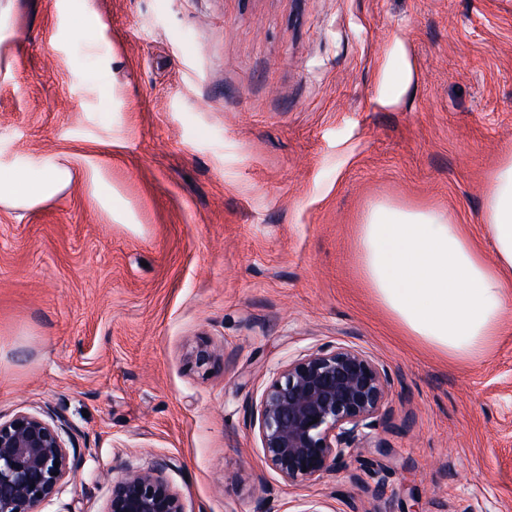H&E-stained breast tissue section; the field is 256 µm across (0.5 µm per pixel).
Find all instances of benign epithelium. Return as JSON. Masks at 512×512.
Returning a JSON list of instances; mask_svg holds the SVG:
<instances>
[{
	"label": "benign epithelium",
	"instance_id": "7a95c632",
	"mask_svg": "<svg viewBox=\"0 0 512 512\" xmlns=\"http://www.w3.org/2000/svg\"><path fill=\"white\" fill-rule=\"evenodd\" d=\"M388 389L363 352L338 346L291 360L273 373L256 410L266 461L284 480H313L368 441ZM55 420L20 413L0 422V512H39L77 478V448ZM167 464L125 468L112 479L106 512H184Z\"/></svg>",
	"mask_w": 512,
	"mask_h": 512
}]
</instances>
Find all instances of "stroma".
I'll return each mask as SVG.
<instances>
[{
  "mask_svg": "<svg viewBox=\"0 0 512 512\" xmlns=\"http://www.w3.org/2000/svg\"><path fill=\"white\" fill-rule=\"evenodd\" d=\"M0 151L100 160L0 208V420H64L78 476L41 512H106L167 463L184 512H512V309L480 356L401 336L357 226L444 212L494 260L489 175L512 154V0H15ZM414 77L380 105L389 51ZM207 343L208 371L190 354ZM346 345L386 372L366 448L285 482L252 425L274 372Z\"/></svg>",
  "mask_w": 512,
  "mask_h": 512,
  "instance_id": "1",
  "label": "stroma"
}]
</instances>
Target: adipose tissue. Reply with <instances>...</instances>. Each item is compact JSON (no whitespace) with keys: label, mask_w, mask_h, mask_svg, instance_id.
<instances>
[{"label":"adipose tissue","mask_w":512,"mask_h":512,"mask_svg":"<svg viewBox=\"0 0 512 512\" xmlns=\"http://www.w3.org/2000/svg\"><path fill=\"white\" fill-rule=\"evenodd\" d=\"M76 177L69 153L0 159V207L39 208ZM482 221L492 263L434 208L377 204L358 228L359 272L376 303L406 335L456 360L482 354L502 332L512 292V155L490 175Z\"/></svg>","instance_id":"adipose-tissue-1"}]
</instances>
